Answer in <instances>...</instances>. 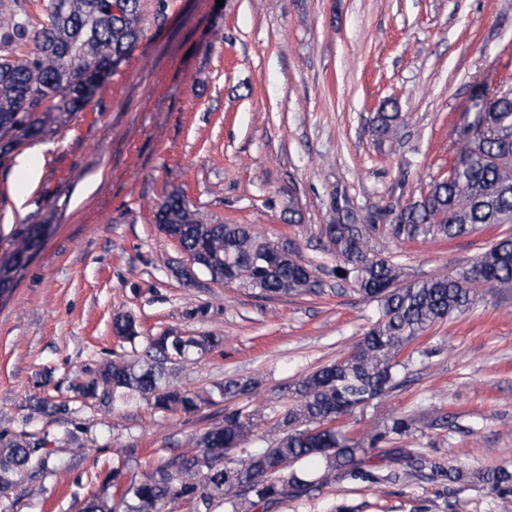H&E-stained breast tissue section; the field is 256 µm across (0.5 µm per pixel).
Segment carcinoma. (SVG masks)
<instances>
[{"label": "carcinoma", "mask_w": 512, "mask_h": 512, "mask_svg": "<svg viewBox=\"0 0 512 512\" xmlns=\"http://www.w3.org/2000/svg\"><path fill=\"white\" fill-rule=\"evenodd\" d=\"M0 0V159L7 160L22 139L46 136L82 111L96 85L82 82L92 71L113 72L141 35V0H46V21L38 28L19 9L4 10ZM30 43L23 58L9 48ZM404 123L397 107L376 113L372 132L392 136ZM461 147L448 176L433 181L411 204L377 206L363 218L331 199L333 223L322 228L327 250L336 256L339 279L380 305L379 316L344 358L303 376L296 400L271 411L270 435L259 433L250 398L259 381L231 378L211 389L191 392L172 379L176 369L208 356L220 336H177L166 331L141 337L134 316L115 319L114 330L131 353L101 365L73 385L82 398L115 410L144 403L161 412L188 416L219 404L218 422L198 433L189 451L161 455L142 474L132 471L135 448L112 460L104 484L112 496L91 493L81 512H163L171 503L187 512H270L290 496L321 492L342 477L362 474L363 456L380 444L415 431L417 420L394 415L384 430L351 436L338 424L398 388L401 353L434 325L465 312L479 290H512V234L496 238L463 271L438 273L403 284L398 266L368 245L380 224L396 240L419 237L454 239L496 224H512V90L487 101L460 137ZM161 233L194 255L214 282L233 280L267 298L300 296L320 287L317 268L295 249L279 250L275 241L244 224H209L191 208L180 190L168 193L154 212ZM48 224H21L0 241V299L10 295L18 273L39 251ZM64 402L36 398L27 419L65 413ZM266 446L257 448L254 443ZM44 440L0 434V492L10 489L24 470L46 465ZM405 466L426 469L450 481L460 479L423 454H410Z\"/></svg>", "instance_id": "obj_1"}]
</instances>
